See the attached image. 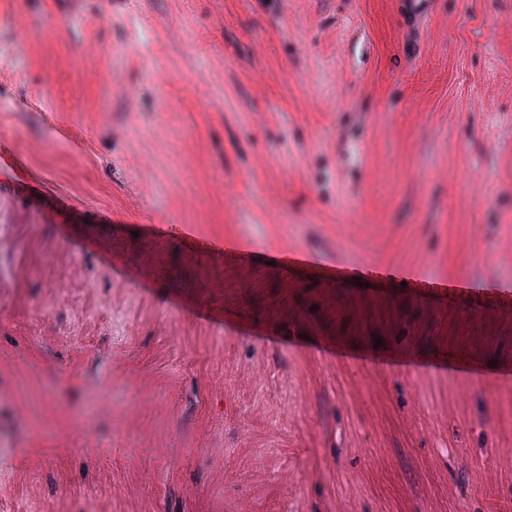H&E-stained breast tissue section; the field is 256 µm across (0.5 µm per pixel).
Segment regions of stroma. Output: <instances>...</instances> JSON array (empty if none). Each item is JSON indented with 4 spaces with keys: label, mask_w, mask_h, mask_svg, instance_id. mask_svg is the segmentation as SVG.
Here are the masks:
<instances>
[{
    "label": "stroma",
    "mask_w": 512,
    "mask_h": 512,
    "mask_svg": "<svg viewBox=\"0 0 512 512\" xmlns=\"http://www.w3.org/2000/svg\"><path fill=\"white\" fill-rule=\"evenodd\" d=\"M0 148V512H512V0H0Z\"/></svg>",
    "instance_id": "stroma-1"
}]
</instances>
